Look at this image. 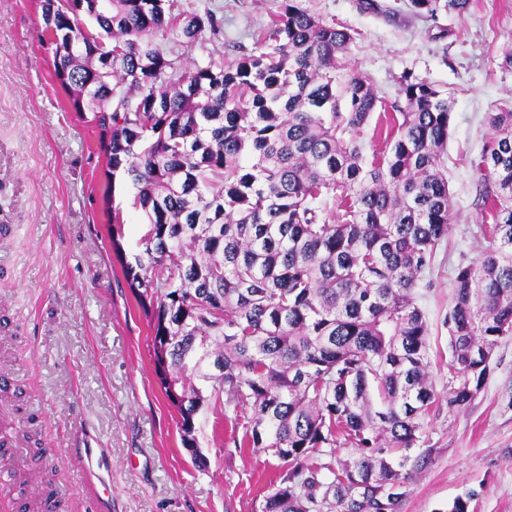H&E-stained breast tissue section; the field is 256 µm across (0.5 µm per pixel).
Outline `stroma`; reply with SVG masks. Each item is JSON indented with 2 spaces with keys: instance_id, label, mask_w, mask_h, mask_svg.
Instances as JSON below:
<instances>
[{
  "instance_id": "1",
  "label": "stroma",
  "mask_w": 512,
  "mask_h": 512,
  "mask_svg": "<svg viewBox=\"0 0 512 512\" xmlns=\"http://www.w3.org/2000/svg\"><path fill=\"white\" fill-rule=\"evenodd\" d=\"M298 0L324 22L355 37L348 66L375 87L380 102L363 130L366 153L382 152L403 73L447 93L455 127L443 158L453 220L419 303L432 328L431 376L448 389L442 321L461 262L480 256L484 205L474 162L491 133L488 116L512 104V0H470L460 15L416 16L408 0ZM181 12L213 13L219 35L193 45L166 32L158 41L183 69H220L254 49L280 0H176ZM43 0H0V224L16 225L0 242V364L15 373L21 402L57 468L56 486L88 512L92 492L111 494L112 512H262L279 461L263 448H239L241 428L210 409L197 424L207 466L181 444L179 414L156 369L153 321L124 274L142 217L132 193L112 184L101 129L75 111L41 47ZM124 211L123 253L112 248V208ZM101 449L110 467L74 456ZM400 512H443L475 489L473 512H512V336L495 349L490 375L462 411H432Z\"/></svg>"
}]
</instances>
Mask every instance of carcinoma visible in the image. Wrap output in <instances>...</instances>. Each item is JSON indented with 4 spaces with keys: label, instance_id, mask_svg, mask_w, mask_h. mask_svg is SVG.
Returning <instances> with one entry per match:
<instances>
[{
    "label": "carcinoma",
    "instance_id": "obj_1",
    "mask_svg": "<svg viewBox=\"0 0 512 512\" xmlns=\"http://www.w3.org/2000/svg\"><path fill=\"white\" fill-rule=\"evenodd\" d=\"M410 3L435 17L470 0ZM51 6L44 0L42 44L55 77L109 134L112 176L143 213L123 273L154 322L183 447L198 415L218 406L244 418L239 447L279 460L262 512H400L431 452L415 453L426 417L441 400L450 412L469 405L512 335V108L489 114L477 168L492 223L479 227L480 258L455 270L441 396L416 289L453 218L448 95L402 75L399 135L366 166L358 135L377 95L345 61L353 37L296 0H281L251 53L188 71L156 35L216 34L210 12L76 0L78 11L53 18ZM336 194L339 217L321 206ZM124 224L113 209L117 252ZM478 496L466 492L448 512H470Z\"/></svg>",
    "mask_w": 512,
    "mask_h": 512
}]
</instances>
